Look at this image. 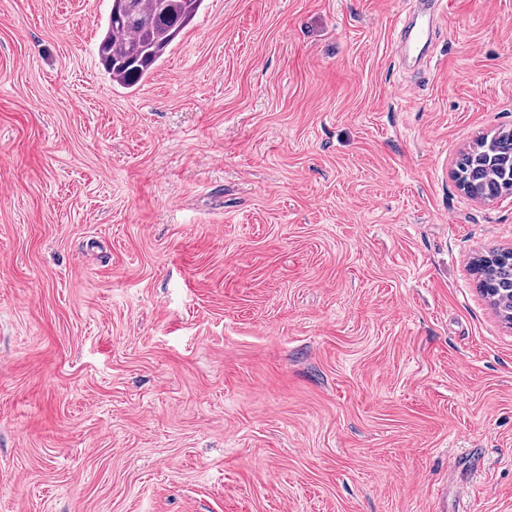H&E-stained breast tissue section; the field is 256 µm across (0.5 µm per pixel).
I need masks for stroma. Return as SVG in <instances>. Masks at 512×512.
<instances>
[{"mask_svg":"<svg viewBox=\"0 0 512 512\" xmlns=\"http://www.w3.org/2000/svg\"><path fill=\"white\" fill-rule=\"evenodd\" d=\"M204 0L136 86L112 0H0V512H512V0ZM421 1L420 19H418L417 16L415 21L402 26L394 42L396 56H401L402 53H406L411 47H425V51L427 52L436 39L437 30L430 21V11L436 3L441 2L438 0ZM427 14L429 16L428 19H424ZM421 21H426V25L421 24ZM477 148L462 155L457 180L468 195L494 199L512 185V133L483 139ZM494 258L492 264H477L481 288H491L498 302H494L505 314L512 312V257L502 255Z\"/></svg>","mask_w":512,"mask_h":512,"instance_id":"obj_1","label":"stroma"}]
</instances>
